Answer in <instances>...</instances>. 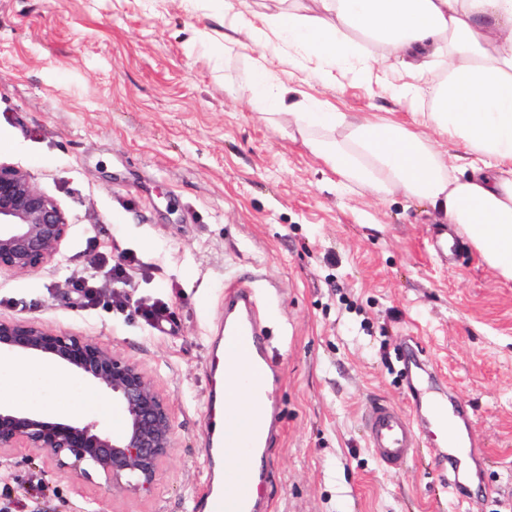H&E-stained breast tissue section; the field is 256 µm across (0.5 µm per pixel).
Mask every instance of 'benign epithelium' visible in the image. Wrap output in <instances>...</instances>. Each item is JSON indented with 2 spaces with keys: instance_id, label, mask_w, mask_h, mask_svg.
Segmentation results:
<instances>
[{
  "instance_id": "benign-epithelium-1",
  "label": "benign epithelium",
  "mask_w": 512,
  "mask_h": 512,
  "mask_svg": "<svg viewBox=\"0 0 512 512\" xmlns=\"http://www.w3.org/2000/svg\"><path fill=\"white\" fill-rule=\"evenodd\" d=\"M70 227L27 172L0 162V275L61 268ZM2 356L43 359L111 392L125 425L110 433L95 422L0 406V451L43 452L57 469L127 496L154 485L175 439L171 406L150 374L104 343L35 319L0 317Z\"/></svg>"
}]
</instances>
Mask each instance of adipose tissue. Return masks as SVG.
<instances>
[{
	"label": "adipose tissue",
	"mask_w": 512,
	"mask_h": 512,
	"mask_svg": "<svg viewBox=\"0 0 512 512\" xmlns=\"http://www.w3.org/2000/svg\"><path fill=\"white\" fill-rule=\"evenodd\" d=\"M224 50L251 59L262 120L288 119L342 184L421 200L512 281V0H224ZM393 57L405 79L392 91L415 105L409 126L289 101L273 79L283 61L379 77ZM423 125L462 145L465 169Z\"/></svg>",
	"instance_id": "ef3b65f1"
}]
</instances>
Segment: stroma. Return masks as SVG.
<instances>
[{"mask_svg":"<svg viewBox=\"0 0 512 512\" xmlns=\"http://www.w3.org/2000/svg\"><path fill=\"white\" fill-rule=\"evenodd\" d=\"M220 0H0V160L54 197L71 230L61 269L0 276V316L42 321L109 345L155 377L175 448L136 497L77 483L44 453L0 466V487L39 488L35 512H194L206 474L211 354L224 291L253 288L278 375L282 434L265 453L270 512H512V281L463 234L399 194L345 190L293 136L258 119L249 58L226 54ZM280 81L341 112L399 123L411 105L353 72L329 80L281 64ZM135 257L96 304L76 298L89 262ZM167 306L168 320L143 311ZM466 403L485 456L463 467L467 499L434 469L437 436L383 468L366 443L375 402L415 416L417 364ZM69 416L119 432L125 415Z\"/></svg>","mask_w":512,"mask_h":512,"instance_id":"obj_1","label":"stroma"}]
</instances>
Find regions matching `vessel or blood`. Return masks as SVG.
<instances>
[{
    "mask_svg": "<svg viewBox=\"0 0 512 512\" xmlns=\"http://www.w3.org/2000/svg\"><path fill=\"white\" fill-rule=\"evenodd\" d=\"M224 310V340L237 346L242 354L240 362L226 365L224 374L247 385L250 398L261 405V414L242 422L236 408L225 405L223 391L212 392L214 403L225 407L224 426L209 428L204 438L208 471L196 499L201 512H269V501L246 492L242 485L263 483L265 472L257 462L280 432V410L269 397L273 360L265 333L256 321L252 292L244 287L228 288L224 292ZM411 393L419 401V413L414 419L386 404L368 407L365 424L373 456L384 468H397L406 463L412 452L415 425L442 433L444 445L437 449L434 464L447 466L449 489L465 496L466 490L458 480L459 468L465 461L481 458L483 450L476 441L462 439L454 429L464 417L462 406L437 397L424 398L418 383L412 385Z\"/></svg>",
    "mask_w": 512,
    "mask_h": 512,
    "instance_id": "b4317fda",
    "label": "vessel or blood"
}]
</instances>
